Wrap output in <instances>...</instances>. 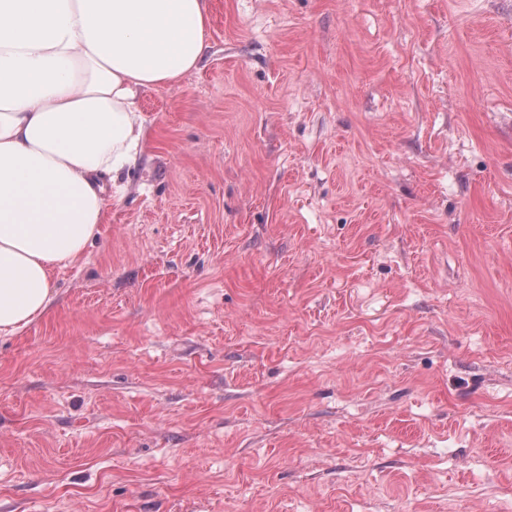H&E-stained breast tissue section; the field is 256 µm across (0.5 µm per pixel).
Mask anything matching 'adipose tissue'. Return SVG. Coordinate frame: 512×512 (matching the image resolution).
Here are the masks:
<instances>
[{
    "label": "adipose tissue",
    "mask_w": 512,
    "mask_h": 512,
    "mask_svg": "<svg viewBox=\"0 0 512 512\" xmlns=\"http://www.w3.org/2000/svg\"><path fill=\"white\" fill-rule=\"evenodd\" d=\"M209 22L207 0H0L1 335L48 312L143 146L138 96L198 69Z\"/></svg>",
    "instance_id": "1"
}]
</instances>
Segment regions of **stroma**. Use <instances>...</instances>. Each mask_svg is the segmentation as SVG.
<instances>
[{"label": "stroma", "mask_w": 512, "mask_h": 512, "mask_svg": "<svg viewBox=\"0 0 512 512\" xmlns=\"http://www.w3.org/2000/svg\"><path fill=\"white\" fill-rule=\"evenodd\" d=\"M208 8L0 335V512H512V0Z\"/></svg>", "instance_id": "35a3bbf8"}]
</instances>
